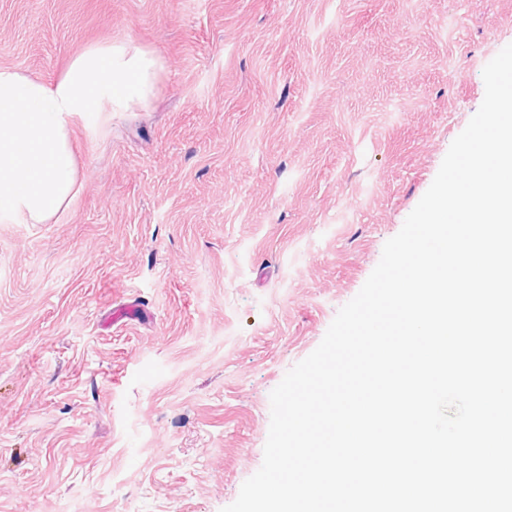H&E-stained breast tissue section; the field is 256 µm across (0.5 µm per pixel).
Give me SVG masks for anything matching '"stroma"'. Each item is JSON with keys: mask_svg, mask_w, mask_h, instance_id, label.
Wrapping results in <instances>:
<instances>
[{"mask_svg": "<svg viewBox=\"0 0 512 512\" xmlns=\"http://www.w3.org/2000/svg\"><path fill=\"white\" fill-rule=\"evenodd\" d=\"M162 64L72 128L77 192L0 218V512H221L270 393L433 182L512 0H0V67Z\"/></svg>", "mask_w": 512, "mask_h": 512, "instance_id": "obj_1", "label": "stroma"}]
</instances>
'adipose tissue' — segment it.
Listing matches in <instances>:
<instances>
[{
  "mask_svg": "<svg viewBox=\"0 0 512 512\" xmlns=\"http://www.w3.org/2000/svg\"><path fill=\"white\" fill-rule=\"evenodd\" d=\"M159 68L128 43L90 46L51 81L0 67V216L24 224L55 217L76 186L74 118L145 104Z\"/></svg>",
  "mask_w": 512,
  "mask_h": 512,
  "instance_id": "adipose-tissue-1",
  "label": "adipose tissue"
}]
</instances>
